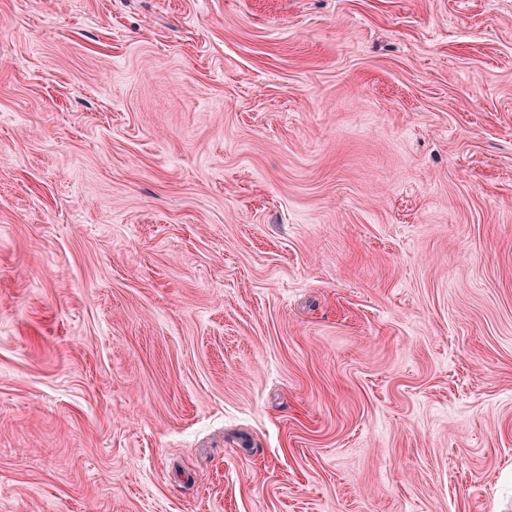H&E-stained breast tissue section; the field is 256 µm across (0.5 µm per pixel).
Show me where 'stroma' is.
I'll list each match as a JSON object with an SVG mask.
<instances>
[{"instance_id":"obj_1","label":"stroma","mask_w":512,"mask_h":512,"mask_svg":"<svg viewBox=\"0 0 512 512\" xmlns=\"http://www.w3.org/2000/svg\"><path fill=\"white\" fill-rule=\"evenodd\" d=\"M0 512H512V0H0Z\"/></svg>"}]
</instances>
